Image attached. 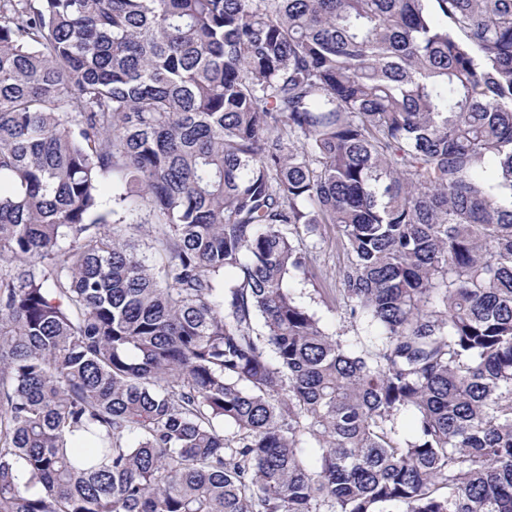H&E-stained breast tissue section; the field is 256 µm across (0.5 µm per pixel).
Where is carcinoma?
<instances>
[{
  "instance_id": "cac0c4a2",
  "label": "carcinoma",
  "mask_w": 512,
  "mask_h": 512,
  "mask_svg": "<svg viewBox=\"0 0 512 512\" xmlns=\"http://www.w3.org/2000/svg\"><path fill=\"white\" fill-rule=\"evenodd\" d=\"M0 512H512V0H0ZM317 234L304 235L309 245L308 256L317 273L312 281H296L293 293L297 300L319 318L321 325L332 334H340L351 342L368 343L374 329L357 323L352 326L341 318L340 295L336 268L343 262V250L333 224H319ZM313 245V247H312Z\"/></svg>"
}]
</instances>
